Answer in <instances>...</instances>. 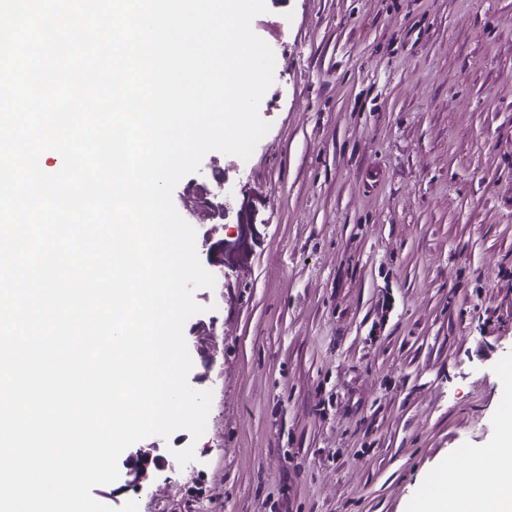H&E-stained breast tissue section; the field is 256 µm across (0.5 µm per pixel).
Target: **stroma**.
Segmentation results:
<instances>
[{
	"label": "stroma",
	"instance_id": "stroma-1",
	"mask_svg": "<svg viewBox=\"0 0 512 512\" xmlns=\"http://www.w3.org/2000/svg\"><path fill=\"white\" fill-rule=\"evenodd\" d=\"M266 4L271 128L173 191L217 260L184 326L214 333L188 374L212 393L208 427L142 440L150 483L92 494L139 512H418L428 479L512 416V0ZM223 174L229 215H194L187 186Z\"/></svg>",
	"mask_w": 512,
	"mask_h": 512
}]
</instances>
